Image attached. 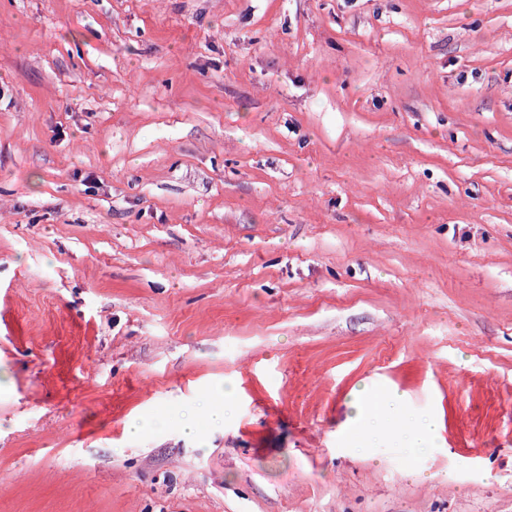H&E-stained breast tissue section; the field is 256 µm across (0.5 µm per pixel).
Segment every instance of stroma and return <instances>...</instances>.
I'll list each match as a JSON object with an SVG mask.
<instances>
[{
    "mask_svg": "<svg viewBox=\"0 0 512 512\" xmlns=\"http://www.w3.org/2000/svg\"><path fill=\"white\" fill-rule=\"evenodd\" d=\"M0 512H512V0H0ZM209 402L213 421L224 423V417L232 412L234 405L237 403L234 388L224 383V385L209 396ZM401 396L397 393L387 395L368 394L360 391L356 398L357 416L365 420V431H371L375 437L391 434L392 428L382 420L385 410L389 406L399 403Z\"/></svg>",
    "mask_w": 512,
    "mask_h": 512,
    "instance_id": "stroma-1",
    "label": "stroma"
}]
</instances>
